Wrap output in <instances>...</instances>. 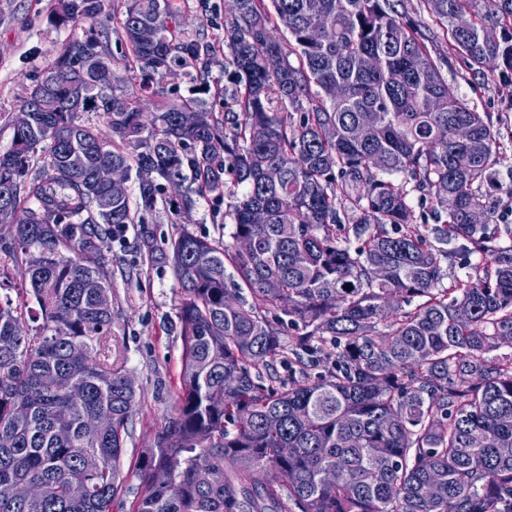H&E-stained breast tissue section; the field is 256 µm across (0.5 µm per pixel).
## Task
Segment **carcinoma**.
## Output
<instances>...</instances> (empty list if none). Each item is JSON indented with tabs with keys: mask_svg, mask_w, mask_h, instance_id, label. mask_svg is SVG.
I'll list each match as a JSON object with an SVG mask.
<instances>
[{
	"mask_svg": "<svg viewBox=\"0 0 512 512\" xmlns=\"http://www.w3.org/2000/svg\"><path fill=\"white\" fill-rule=\"evenodd\" d=\"M185 6L126 0L118 31L140 91L176 64L213 86L207 124L196 98L161 90L144 122L139 96L112 94L102 43L71 36L0 152L13 239L0 264L30 285L21 304L0 297V486L12 490L0 512H113L124 496L141 390L112 365L113 308L98 295L112 293L108 242L130 224L143 259L172 266L183 340L132 512H512V226L490 227L487 201L493 184L512 196L495 183L512 153L432 57L440 38L472 76L493 64L511 77L512 0H417L439 25L431 35L394 0H237L210 40L181 31ZM100 10L57 0L55 14ZM221 54L226 82L212 84ZM45 93L59 111H38ZM90 110L109 138L79 120ZM458 153L472 156L464 171ZM111 167L135 174L136 207L107 196ZM185 170V211L196 195L233 198L230 241L182 225L158 247L160 180ZM453 241L482 262L445 287ZM273 310L301 330L286 382L272 373L284 354ZM308 360L325 371L311 377Z\"/></svg>",
	"mask_w": 512,
	"mask_h": 512,
	"instance_id": "carcinoma-1",
	"label": "carcinoma"
}]
</instances>
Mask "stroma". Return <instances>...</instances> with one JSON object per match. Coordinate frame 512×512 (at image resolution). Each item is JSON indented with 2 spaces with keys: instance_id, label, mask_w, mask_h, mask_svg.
Here are the masks:
<instances>
[{
  "instance_id": "obj_1",
  "label": "stroma",
  "mask_w": 512,
  "mask_h": 512,
  "mask_svg": "<svg viewBox=\"0 0 512 512\" xmlns=\"http://www.w3.org/2000/svg\"><path fill=\"white\" fill-rule=\"evenodd\" d=\"M56 0H0V151L13 138V118L19 106L41 78L59 42L68 36L94 32L112 55V73L118 89L130 93L139 79L123 60L124 47L115 31V19L124 0H102V9L89 25L60 24L53 12ZM228 0H187L181 23L190 33H219ZM441 70L449 83L477 111L506 118L512 126V80L499 72L475 78L466 62L437 45ZM183 186L165 184L166 202L153 214L158 240L170 239L179 224H188L197 235L222 237V218L207 199H198L190 214L178 213ZM112 290L115 294L113 329L117 341L114 364L135 376L143 398L133 418L132 436L125 448L126 469H134L156 430L165 423L180 387L183 342L177 326L179 290L170 265L144 263L137 248V227L129 225L124 237L113 242Z\"/></svg>"
}]
</instances>
